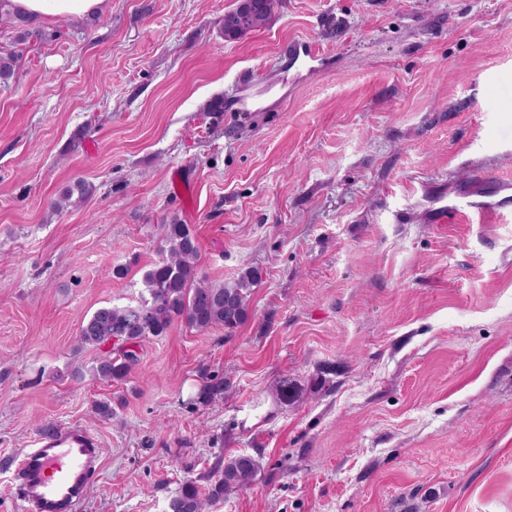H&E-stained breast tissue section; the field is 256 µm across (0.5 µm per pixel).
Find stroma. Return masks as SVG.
Listing matches in <instances>:
<instances>
[{
	"mask_svg": "<svg viewBox=\"0 0 512 512\" xmlns=\"http://www.w3.org/2000/svg\"><path fill=\"white\" fill-rule=\"evenodd\" d=\"M235 5L0 25V512L5 465L67 423L103 448L80 512H169L238 453L261 473L209 512H512V211L467 206L478 167L512 200V0H278L228 41ZM443 191L463 213L430 223ZM174 220L208 280L259 269L250 317L98 379L79 328L138 299Z\"/></svg>",
	"mask_w": 512,
	"mask_h": 512,
	"instance_id": "stroma-1",
	"label": "stroma"
}]
</instances>
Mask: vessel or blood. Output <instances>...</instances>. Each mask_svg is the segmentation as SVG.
<instances>
[{
  "label": "vessel or blood",
  "instance_id": "vessel-or-blood-1",
  "mask_svg": "<svg viewBox=\"0 0 512 512\" xmlns=\"http://www.w3.org/2000/svg\"><path fill=\"white\" fill-rule=\"evenodd\" d=\"M101 463L98 437L81 424L68 423L38 435L8 470L25 512H78L100 476Z\"/></svg>",
  "mask_w": 512,
  "mask_h": 512
}]
</instances>
